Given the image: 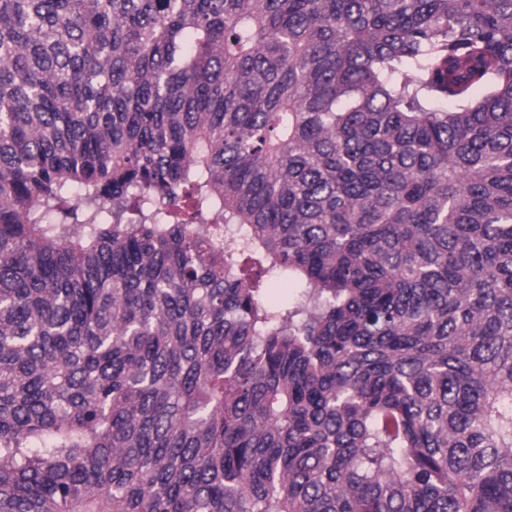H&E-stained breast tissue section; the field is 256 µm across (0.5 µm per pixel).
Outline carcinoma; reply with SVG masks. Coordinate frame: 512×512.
<instances>
[{"label": "carcinoma", "instance_id": "cac0c4a2", "mask_svg": "<svg viewBox=\"0 0 512 512\" xmlns=\"http://www.w3.org/2000/svg\"><path fill=\"white\" fill-rule=\"evenodd\" d=\"M0 512H512V0H0Z\"/></svg>", "mask_w": 512, "mask_h": 512}]
</instances>
